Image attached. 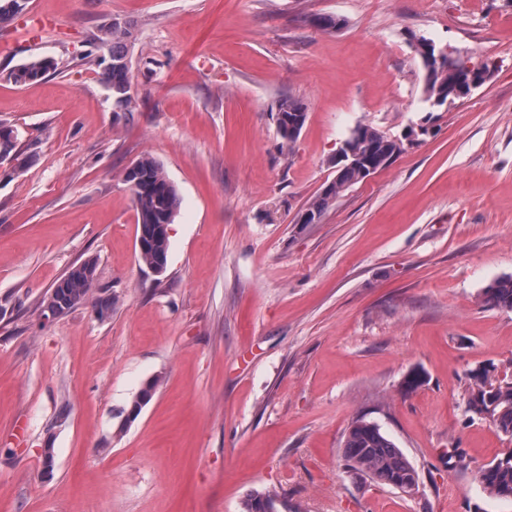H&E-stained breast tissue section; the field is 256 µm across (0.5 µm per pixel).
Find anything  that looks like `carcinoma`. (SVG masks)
<instances>
[{
	"instance_id": "1",
	"label": "carcinoma",
	"mask_w": 512,
	"mask_h": 512,
	"mask_svg": "<svg viewBox=\"0 0 512 512\" xmlns=\"http://www.w3.org/2000/svg\"><path fill=\"white\" fill-rule=\"evenodd\" d=\"M17 0H0V29L11 25L17 18ZM131 37L129 28L117 22L112 23V32L98 38L99 48L107 51L109 62L101 73V80L112 97L117 112L132 111V81L128 66L127 41ZM467 61L460 59L456 70L434 71L425 75V102L428 111L444 108L436 106L433 100L442 94L443 101L452 106L456 99L452 95L453 85L467 78ZM58 63L51 57H32L7 73V79L16 85H27L56 71ZM281 119L277 121L280 137L291 143L288 136V116L307 118L303 102L288 98L278 105ZM0 156H21L17 136L12 126L0 120ZM357 129L362 143L375 144L378 150L388 156H398L403 143L387 136L368 125ZM361 168L345 166L336 171L337 189L320 193L308 206L311 218L320 219L330 201L340 195V189L362 181ZM125 182L132 194L137 212L139 237L147 239V247L139 251V259L154 272L161 274L166 269L169 236L166 231L153 234L159 224L174 221L178 198L175 186L168 179L163 167L150 156H143L126 171ZM95 262L88 259L73 267L51 289L44 299L43 316L52 312L60 315L78 305L92 303L93 308L109 313L113 301L93 298ZM484 303L492 308L512 310V275L496 279L484 292ZM468 411L475 416L488 419L495 429L512 438V380L500 379L495 367L482 368L479 378L473 380L468 393ZM343 456L348 469L363 474L374 482L405 491L419 484V475L397 445L381 432L380 427L363 417L355 418L349 425L343 440ZM476 479L482 489L498 498H512V449L495 456L480 467ZM278 495L272 491L256 492L244 504V512H278Z\"/></svg>"
}]
</instances>
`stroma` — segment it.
I'll list each match as a JSON object with an SVG mask.
<instances>
[{
  "label": "stroma",
  "instance_id": "35a3bbf8",
  "mask_svg": "<svg viewBox=\"0 0 512 512\" xmlns=\"http://www.w3.org/2000/svg\"><path fill=\"white\" fill-rule=\"evenodd\" d=\"M28 10L49 22L36 42L16 39L27 16L0 30V119L27 158L0 170V512H243L265 490L285 512H512L476 480L512 439L466 405L473 369L512 375V311L483 302L512 275V0ZM115 22L132 25L130 112L98 76L95 38ZM415 35L491 61L485 83L427 111ZM34 55L58 72L7 81ZM288 97L307 108L290 144L276 123ZM424 122L389 167L299 223L354 127L398 137ZM144 154L179 197L160 275L138 258L124 181ZM90 258L111 313L44 317ZM361 416L418 471L415 495L347 469Z\"/></svg>",
  "mask_w": 512,
  "mask_h": 512
}]
</instances>
